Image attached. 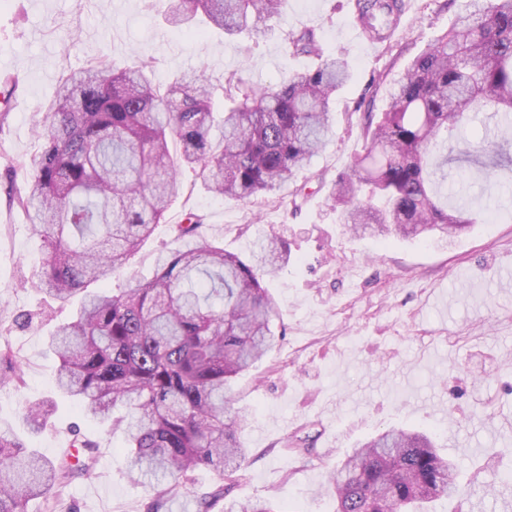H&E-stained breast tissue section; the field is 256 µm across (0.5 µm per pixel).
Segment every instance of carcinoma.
Returning <instances> with one entry per match:
<instances>
[{"label":"carcinoma","instance_id":"1","mask_svg":"<svg viewBox=\"0 0 512 512\" xmlns=\"http://www.w3.org/2000/svg\"><path fill=\"white\" fill-rule=\"evenodd\" d=\"M287 0H166L176 27L199 19L240 35L260 31ZM364 35L388 40L404 0H351ZM289 49L314 68L262 87L238 72L213 83L204 69L180 71L160 84L132 66L118 72L100 57L62 75L55 100L36 124L38 154L13 167L26 173L17 204L45 243L38 286L68 303L98 281L123 272L130 256L182 193L180 168L196 170L217 196L242 203L280 194L308 166L331 133L330 106L352 81L349 62L325 52L313 28L288 37ZM224 95L216 117L214 98ZM473 112H512V0H465L448 29L422 47L388 94L381 112L363 113L365 140L349 168L329 184L328 201L355 234L448 239L488 216L442 205L433 166L453 161L448 138ZM192 212L175 227L178 249L160 257L153 278L84 296L74 320L59 325L51 348L57 388L86 415L127 436V471L165 481L172 494L204 467L220 481L214 498L240 479L244 416L227 393L230 381L275 348L280 312L266 280L290 258L283 241L259 243L243 259L208 240ZM0 365L24 384L20 360L0 350ZM127 417H113L117 404ZM52 413L32 402L35 427ZM85 459L59 465L0 428V512L90 473L96 444L75 435ZM456 489L455 465L431 439L389 429L336 465L326 491L337 512H425ZM226 512H279L265 500Z\"/></svg>","mask_w":512,"mask_h":512}]
</instances>
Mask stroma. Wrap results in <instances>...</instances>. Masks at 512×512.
<instances>
[{
  "label": "stroma",
  "instance_id": "1",
  "mask_svg": "<svg viewBox=\"0 0 512 512\" xmlns=\"http://www.w3.org/2000/svg\"><path fill=\"white\" fill-rule=\"evenodd\" d=\"M392 39L366 44L350 18L347 0H288L285 12L260 32L202 37L168 25L159 0H0V85L15 86L16 103L0 109V321L32 315L26 329L0 336L22 361L26 386L0 378V425L50 459L68 457L70 428L80 425L98 447L89 475L57 489L56 512H224L227 500L265 499L279 512H335L321 490L357 444L393 428L432 435L458 468L459 491L433 503L432 512H502L512 502V170L499 181L469 168L468 203L497 217L474 225L452 244L356 236L326 202L320 182H331L361 151L355 109L369 85L382 111L387 91L418 49L445 30L464 0H407ZM316 29L327 52L345 53L354 71L333 106V132L310 165L298 173L307 200L294 211L290 191L244 204L208 192L184 169L183 197L165 223L131 258L123 275L148 279L161 255L174 251L173 225L186 212L200 216L210 240L248 255L254 242L284 240L291 258L268 288L280 310L283 338L248 374L231 383L234 405L248 416L240 439L244 475L228 498H215L217 480L201 468L178 493L134 483L123 462L125 435L85 418L79 405L55 390L57 362L48 349L55 328L70 322L77 302L60 304L33 284L42 241L15 198L24 174H10L18 158L38 151L35 123L52 102L65 70L106 55L119 68L150 64L158 78L203 67L212 79L233 70L273 86L309 69L292 55L286 35ZM46 400L54 412L35 429L20 415L24 401Z\"/></svg>",
  "mask_w": 512,
  "mask_h": 512
}]
</instances>
